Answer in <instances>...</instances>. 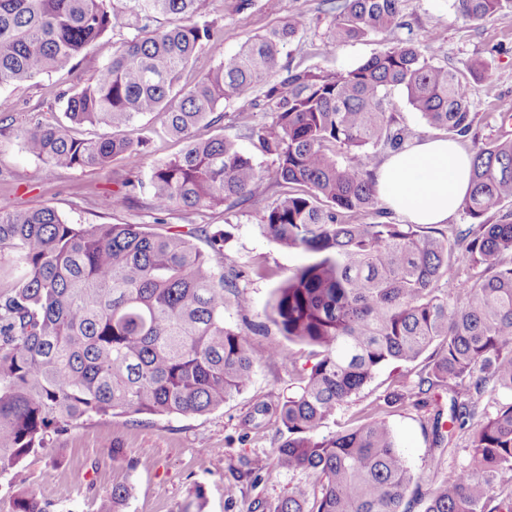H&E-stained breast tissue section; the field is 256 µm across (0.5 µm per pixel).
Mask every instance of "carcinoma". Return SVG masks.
<instances>
[{
  "mask_svg": "<svg viewBox=\"0 0 512 512\" xmlns=\"http://www.w3.org/2000/svg\"><path fill=\"white\" fill-rule=\"evenodd\" d=\"M403 0H336L332 41L357 39L397 24ZM473 23L512 13V0H455ZM167 16L169 24L158 19ZM131 27L97 75L59 93L65 121L32 120L17 130L24 150L60 169L103 168L122 157L138 167L156 130L119 134L140 117H163L162 133L185 142L151 170L152 208L188 214L282 197L263 215L262 233L305 256L274 290V322L316 361L280 406L288 437L274 450L281 469L316 477L312 497L292 491L274 512H512V402L480 408L489 387L512 391V139L472 136L470 90L488 79L484 62L448 67L411 40L353 68L331 73L284 66L296 36L288 22L243 44L191 86L188 63L224 28L205 19L202 0H0V87L73 70L82 51L117 27ZM399 88L431 126L471 141L472 182L461 211L470 224L448 236L434 225L369 223L380 207L370 150L406 147L392 126L388 92ZM263 97L269 124L247 127L260 169L236 140L195 136L214 124L219 103L240 111ZM104 124L112 136L77 138L71 126ZM100 199L126 205L143 187L125 179ZM228 230L210 237L211 254L180 231L140 224L67 223L51 206L0 212V475L21 472L47 437L93 415H201L224 407L252 382L259 362L247 333L224 321L236 285L274 272L219 271ZM480 269L477 278L462 275ZM456 282L450 294L441 281ZM416 385L396 401L448 391V436L474 429L467 463L451 480L423 491L395 433L379 412L328 436L317 431L384 365L412 363L430 347ZM31 491L10 512H53Z\"/></svg>",
  "mask_w": 512,
  "mask_h": 512,
  "instance_id": "obj_1",
  "label": "carcinoma"
}]
</instances>
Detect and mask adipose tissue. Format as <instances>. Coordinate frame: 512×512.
Listing matches in <instances>:
<instances>
[{
  "label": "adipose tissue",
  "instance_id": "ef3b65f1",
  "mask_svg": "<svg viewBox=\"0 0 512 512\" xmlns=\"http://www.w3.org/2000/svg\"><path fill=\"white\" fill-rule=\"evenodd\" d=\"M472 158L456 140L428 139L390 155L375 171L378 195L412 224H443L471 188Z\"/></svg>",
  "mask_w": 512,
  "mask_h": 512
}]
</instances>
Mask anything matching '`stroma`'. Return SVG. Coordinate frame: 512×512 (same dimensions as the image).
Returning a JSON list of instances; mask_svg holds the SVG:
<instances>
[{"label": "stroma", "mask_w": 512, "mask_h": 512, "mask_svg": "<svg viewBox=\"0 0 512 512\" xmlns=\"http://www.w3.org/2000/svg\"><path fill=\"white\" fill-rule=\"evenodd\" d=\"M236 4L237 0H205L207 19L223 26L224 36L211 41L188 65L183 82H196L243 43L294 18L300 27L284 50L286 64L339 72L409 38L427 45L429 55L443 65L483 60L490 80L471 87V110L476 115L473 131L482 142L512 138V125H501L496 119L498 113L512 112V14L465 24L457 18L454 0H405L399 26L334 43L330 40L334 13L328 0H254L252 8L243 12L237 11ZM131 35L130 29H114L89 45L71 72L0 88V97H10L15 104L7 120L0 122V211L51 206L71 224H142L152 232L165 227L192 229L194 244L204 251L209 248L210 234L230 229L232 237L224 247L225 271L260 265L275 272L274 278L254 277L246 284L253 300L248 318L264 326L251 337L261 361L245 391L223 408L203 415L93 416L80 421L50 448L27 458L25 482L0 476V512H9L12 499L23 487L52 502L56 512H108L116 484L130 490L122 512H181L184 502L198 490L203 493L202 512H273L288 492L312 491L315 482L309 473L277 468L274 456L275 448L287 437L277 420V409L295 391L302 371L313 363L310 346L289 341L273 321V290L303 260L300 252L282 247L260 230L265 210L280 197L279 187H271L263 200L229 210L218 206L192 215L174 210L159 217L144 192L125 206L107 211L100 208V198L119 190L129 174L147 179L152 165L179 153L182 142L154 138L136 171L121 158L104 168L57 169L26 153L13 133L14 127L30 119L60 120L58 93L95 77L115 47ZM388 100L390 116L411 130L413 142L441 137V130L426 123L402 90H390ZM219 110L223 121L199 127V135L221 133L235 138L259 166L270 169L271 158L256 154L245 136L247 126L270 122L269 110L261 106L242 114L228 101ZM272 346L291 352L293 364L265 360ZM425 364L421 358L382 367L321 429L326 435L359 424L365 413L385 407L414 480L424 489L453 476L456 465L466 459L469 443L465 432L455 433L448 443L435 440L432 418L436 410L449 405L445 391L426 394L423 407L410 402L386 407L387 396L415 383ZM261 404L267 406L266 414L256 413ZM251 468L259 470V479L247 477ZM232 480L238 481L239 491L230 500L224 486Z\"/></svg>", "instance_id": "stroma-1"}]
</instances>
